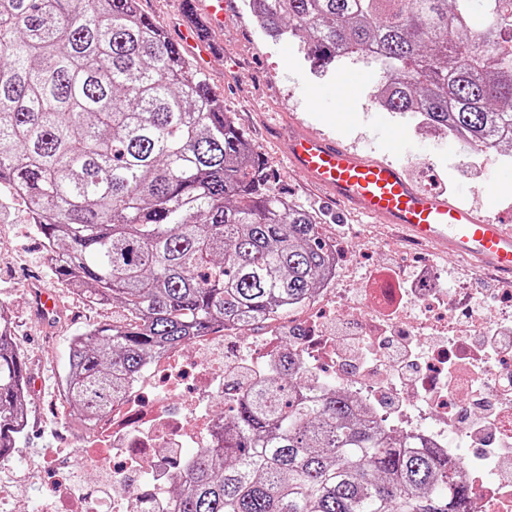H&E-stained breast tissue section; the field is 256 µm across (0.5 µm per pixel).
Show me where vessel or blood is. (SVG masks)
<instances>
[{"label": "vessel or blood", "instance_id": "1", "mask_svg": "<svg viewBox=\"0 0 512 512\" xmlns=\"http://www.w3.org/2000/svg\"><path fill=\"white\" fill-rule=\"evenodd\" d=\"M290 164L344 208L396 226L414 241L472 259L512 285V227L496 214L478 213L419 188L402 165L380 161L303 131L286 144ZM34 315L45 324L61 312L55 292H33Z\"/></svg>", "mask_w": 512, "mask_h": 512}]
</instances>
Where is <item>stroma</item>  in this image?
<instances>
[{"instance_id": "stroma-1", "label": "stroma", "mask_w": 512, "mask_h": 512, "mask_svg": "<svg viewBox=\"0 0 512 512\" xmlns=\"http://www.w3.org/2000/svg\"><path fill=\"white\" fill-rule=\"evenodd\" d=\"M209 40L214 51L201 72L223 100L225 111L235 114L251 138L271 186L313 214L324 240L355 255V264L338 281L349 291V313H362L365 283L375 270H389L406 282L428 265L440 273L445 287L468 289L473 308L497 307L500 295L492 271L473 268L463 256L415 245L390 225L338 209L289 165L284 143L298 130L326 135L373 157L400 163L418 186L439 184L446 193H458L476 211L503 213L510 225L512 158L496 148L463 145L379 110L372 103L377 86L373 80L338 102L334 93L342 80L365 72V64L348 60L327 76L314 77L296 41L268 39L244 0H234L224 25L210 29ZM401 127L408 130L410 143L399 152L391 133ZM31 224L22 199H9L0 211V303L13 314L15 342L26 358L29 377L24 393L27 428L9 472L17 478L19 512H44L55 476L70 470L81 455L77 445L59 441L68 418L59 398L68 366L67 341L88 325L119 319L122 312L89 304L60 284L43 261L44 243ZM34 283L55 289L64 305L63 317L51 326H42L32 316L29 287ZM48 448L56 451L49 467L43 463Z\"/></svg>"}]
</instances>
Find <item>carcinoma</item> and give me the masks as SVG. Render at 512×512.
Returning a JSON list of instances; mask_svg holds the SVG:
<instances>
[{
  "label": "carcinoma",
  "instance_id": "cac0c4a2",
  "mask_svg": "<svg viewBox=\"0 0 512 512\" xmlns=\"http://www.w3.org/2000/svg\"><path fill=\"white\" fill-rule=\"evenodd\" d=\"M310 72L379 68L378 102L512 148V0H247ZM0 185L27 199L52 274L126 318L69 345L68 409H110L163 347L282 316L323 286L319 224L269 184L233 113L137 0H0ZM0 304V459L25 428L27 364ZM224 436L172 512H463L457 467L412 447L283 356L224 378Z\"/></svg>",
  "mask_w": 512,
  "mask_h": 512
}]
</instances>
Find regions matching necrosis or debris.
<instances>
[{
	"instance_id": "necrosis-or-debris-1",
	"label": "necrosis or debris",
	"mask_w": 512,
	"mask_h": 512,
	"mask_svg": "<svg viewBox=\"0 0 512 512\" xmlns=\"http://www.w3.org/2000/svg\"><path fill=\"white\" fill-rule=\"evenodd\" d=\"M436 279L428 268L407 286L393 275L372 281L365 291L367 312L355 326L362 348L350 354L326 344L316 327L325 312L346 314L320 288L293 317L303 333L291 342L281 338L280 320L266 322L262 356L251 366L265 373L291 351L314 392L348 395L386 430L419 437L456 461L471 492L468 512H512V489L500 481L512 468V350L489 361L479 381H472L469 367L471 336L482 332L496 339L512 324V289H502L499 309L468 318L464 290L448 292ZM435 331L447 335L448 345L410 358L413 385H404L389 367L370 371L369 355L424 341ZM228 350L250 356L241 329L221 326L155 356L110 410L82 429L83 454L69 481L53 486V512H128L126 498L109 496L113 485L147 493L156 512H168L170 484L187 470V449L212 447L219 434L220 421L207 405L224 394ZM466 444L471 453H463Z\"/></svg>"
}]
</instances>
